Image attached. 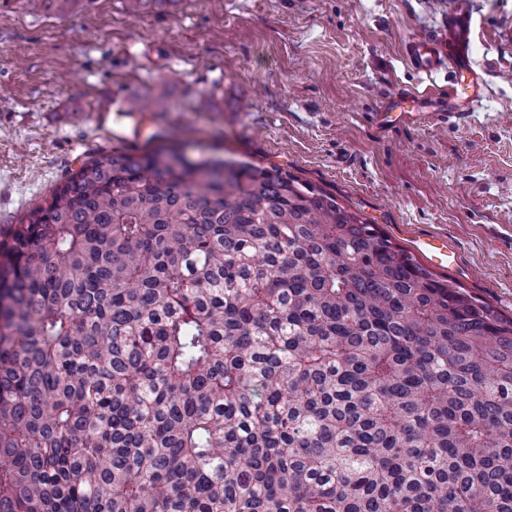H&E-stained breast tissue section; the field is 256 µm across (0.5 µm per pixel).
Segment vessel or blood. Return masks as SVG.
I'll return each mask as SVG.
<instances>
[{
    "instance_id": "vessel-or-blood-1",
    "label": "vessel or blood",
    "mask_w": 512,
    "mask_h": 512,
    "mask_svg": "<svg viewBox=\"0 0 512 512\" xmlns=\"http://www.w3.org/2000/svg\"><path fill=\"white\" fill-rule=\"evenodd\" d=\"M472 17L466 0H456L448 23L436 34L418 38L406 49L410 63L421 73L431 74L440 68H448L454 74L448 86V117L454 121L466 118L472 103L484 94V80L474 67L470 56ZM427 97L423 92L401 94L379 113L378 123L385 126L393 118L419 116Z\"/></svg>"
}]
</instances>
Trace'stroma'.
Segmentation results:
<instances>
[{
    "mask_svg": "<svg viewBox=\"0 0 512 512\" xmlns=\"http://www.w3.org/2000/svg\"><path fill=\"white\" fill-rule=\"evenodd\" d=\"M451 0H180L130 16L123 0L0 7V240L89 160L176 145L276 166L335 195L428 270L512 318V0H469L487 82L462 123L446 101L378 128L396 94L452 75L406 60ZM148 100L96 121L105 92Z\"/></svg>",
    "mask_w": 512,
    "mask_h": 512,
    "instance_id": "35a3bbf8",
    "label": "stroma"
}]
</instances>
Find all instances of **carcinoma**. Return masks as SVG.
I'll list each match as a JSON object with an SVG mask.
<instances>
[{
	"instance_id": "obj_1",
	"label": "carcinoma",
	"mask_w": 512,
	"mask_h": 512,
	"mask_svg": "<svg viewBox=\"0 0 512 512\" xmlns=\"http://www.w3.org/2000/svg\"><path fill=\"white\" fill-rule=\"evenodd\" d=\"M0 512H512V318L275 166L114 150L0 244Z\"/></svg>"
}]
</instances>
